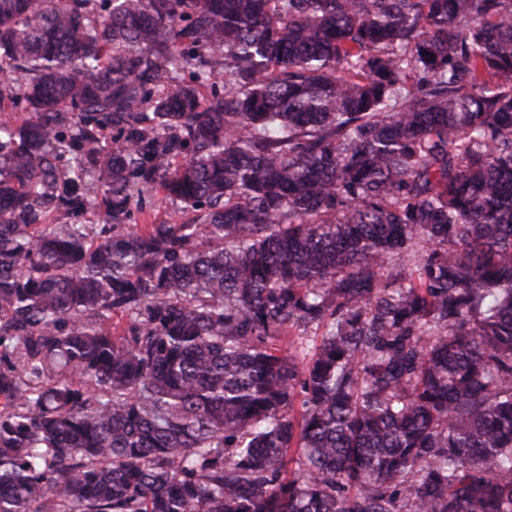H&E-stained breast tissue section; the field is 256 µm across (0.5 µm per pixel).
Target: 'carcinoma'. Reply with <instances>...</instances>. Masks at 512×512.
Wrapping results in <instances>:
<instances>
[{"mask_svg": "<svg viewBox=\"0 0 512 512\" xmlns=\"http://www.w3.org/2000/svg\"><path fill=\"white\" fill-rule=\"evenodd\" d=\"M0 112V512H512V0H0ZM151 207L144 215H136V224H179L186 219L179 203L154 192Z\"/></svg>", "mask_w": 512, "mask_h": 512, "instance_id": "cac0c4a2", "label": "carcinoma"}]
</instances>
